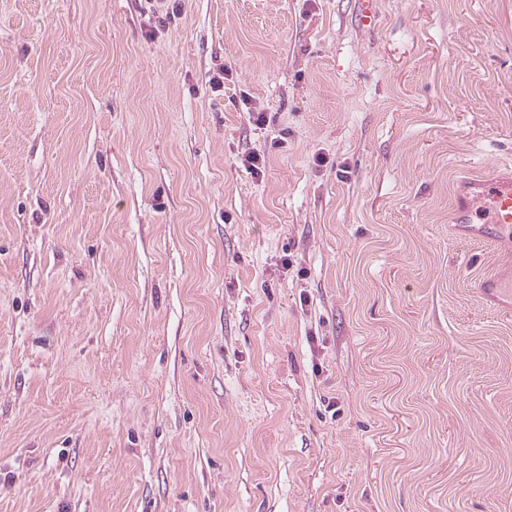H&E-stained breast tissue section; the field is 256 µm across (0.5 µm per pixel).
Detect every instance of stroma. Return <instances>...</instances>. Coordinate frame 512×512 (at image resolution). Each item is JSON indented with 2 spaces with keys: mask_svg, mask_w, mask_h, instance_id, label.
<instances>
[{
  "mask_svg": "<svg viewBox=\"0 0 512 512\" xmlns=\"http://www.w3.org/2000/svg\"><path fill=\"white\" fill-rule=\"evenodd\" d=\"M359 13L0 0V512H512V0ZM475 214L488 230L510 228L512 224V176L493 175L475 184L471 198L459 209V224L471 223Z\"/></svg>",
  "mask_w": 512,
  "mask_h": 512,
  "instance_id": "obj_1",
  "label": "stroma"
}]
</instances>
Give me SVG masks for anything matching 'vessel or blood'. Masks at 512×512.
<instances>
[{
	"label": "vessel or blood",
	"instance_id": "vessel-or-blood-1",
	"mask_svg": "<svg viewBox=\"0 0 512 512\" xmlns=\"http://www.w3.org/2000/svg\"><path fill=\"white\" fill-rule=\"evenodd\" d=\"M475 217L496 230L512 226V176L495 175L476 183L472 197L459 210L458 221L467 224Z\"/></svg>",
	"mask_w": 512,
	"mask_h": 512
}]
</instances>
